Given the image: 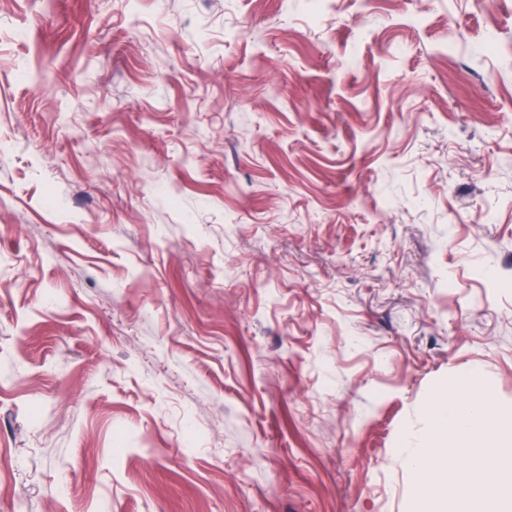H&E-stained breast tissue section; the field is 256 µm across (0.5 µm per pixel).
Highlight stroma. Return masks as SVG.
Returning <instances> with one entry per match:
<instances>
[{"label":"stroma","instance_id":"1","mask_svg":"<svg viewBox=\"0 0 512 512\" xmlns=\"http://www.w3.org/2000/svg\"><path fill=\"white\" fill-rule=\"evenodd\" d=\"M466 375L512 0H0V512H410Z\"/></svg>","mask_w":512,"mask_h":512}]
</instances>
